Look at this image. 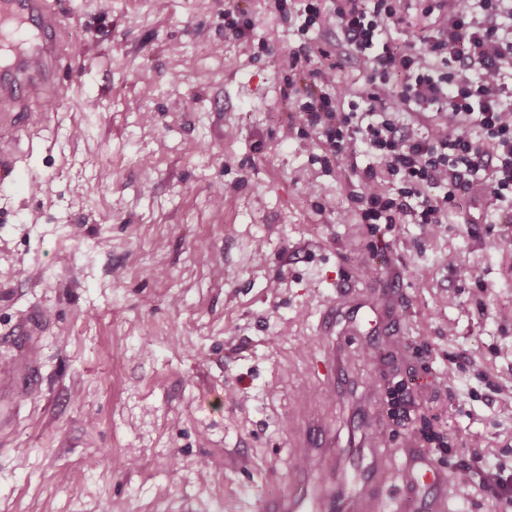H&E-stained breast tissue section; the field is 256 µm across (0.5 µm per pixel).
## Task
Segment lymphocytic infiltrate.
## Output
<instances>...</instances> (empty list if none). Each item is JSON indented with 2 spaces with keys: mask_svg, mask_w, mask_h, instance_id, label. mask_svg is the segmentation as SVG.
I'll list each match as a JSON object with an SVG mask.
<instances>
[{
  "mask_svg": "<svg viewBox=\"0 0 512 512\" xmlns=\"http://www.w3.org/2000/svg\"><path fill=\"white\" fill-rule=\"evenodd\" d=\"M275 12L296 19L301 43L288 54L292 74L310 80L298 112L299 129L315 145L312 162L330 170L358 154V215L369 232L408 220L438 232L461 193L481 188L512 208V0H430L432 34L397 45L388 34L410 10L409 0H273ZM336 29L367 76V90L340 110L328 89L334 65L320 61L312 31ZM393 193L383 191V184ZM437 196H430V189ZM382 405L393 424H410L419 408L412 388L388 382ZM459 484L478 485L498 512H512V471L506 463L454 468Z\"/></svg>",
  "mask_w": 512,
  "mask_h": 512,
  "instance_id": "f902f5d3",
  "label": "lymphocytic infiltrate"
}]
</instances>
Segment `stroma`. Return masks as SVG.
I'll return each mask as SVG.
<instances>
[{"mask_svg": "<svg viewBox=\"0 0 512 512\" xmlns=\"http://www.w3.org/2000/svg\"><path fill=\"white\" fill-rule=\"evenodd\" d=\"M234 6L254 20L253 40L225 37ZM57 9L72 79L16 143L41 190L0 183V376L14 325L32 312L46 324L37 388L0 392L12 419L0 429V512H260L294 488L290 416L323 414L350 454L368 441L350 417L386 375L424 386L450 463H512V222L492 199L466 195L440 232L398 224L368 251L351 201L366 158L327 173L308 138L285 133L299 38L269 0ZM315 42L348 104L366 74L335 35ZM357 252L406 291L389 363L319 331ZM451 254L467 277L449 271ZM328 346L357 381L349 395L308 374ZM455 358L471 363L460 399L433 394Z\"/></svg>", "mask_w": 512, "mask_h": 512, "instance_id": "35a3bbf8", "label": "stroma"}]
</instances>
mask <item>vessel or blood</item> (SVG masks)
<instances>
[{
	"label": "vessel or blood",
	"mask_w": 512,
	"mask_h": 512,
	"mask_svg": "<svg viewBox=\"0 0 512 512\" xmlns=\"http://www.w3.org/2000/svg\"><path fill=\"white\" fill-rule=\"evenodd\" d=\"M71 47L69 33L59 21L55 0H0V126L33 123L31 104L42 100L45 109L58 103L60 63ZM399 277L365 287L353 283L336 287V299L323 313L325 336H358L375 355L388 358L391 337L402 335L398 306L403 300ZM39 313L25 316L14 330L17 357L9 381L36 385L39 366L31 349L42 335ZM313 371L334 393L352 387L348 372L332 353L313 362ZM302 448L294 470L295 488L266 500L263 512H450V481L434 456L419 445L401 449L398 469L382 467L373 449L344 460L334 450L335 439L321 419H309L297 431ZM349 468L352 488L337 502L329 482L340 468Z\"/></svg>",
	"instance_id": "obj_1"
}]
</instances>
